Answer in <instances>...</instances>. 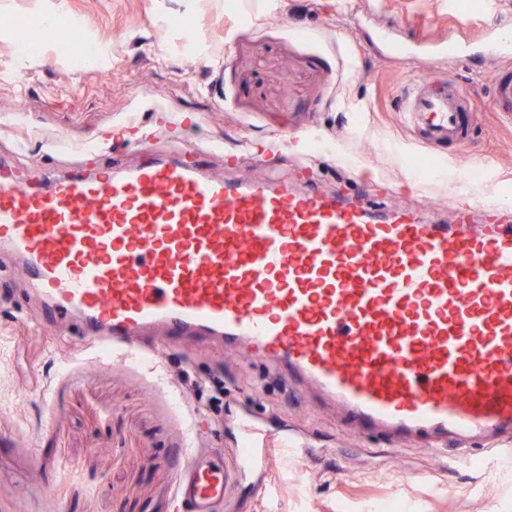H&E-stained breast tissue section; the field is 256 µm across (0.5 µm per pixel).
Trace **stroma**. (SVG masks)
I'll list each match as a JSON object with an SVG mask.
<instances>
[{
    "instance_id": "1",
    "label": "stroma",
    "mask_w": 512,
    "mask_h": 512,
    "mask_svg": "<svg viewBox=\"0 0 512 512\" xmlns=\"http://www.w3.org/2000/svg\"><path fill=\"white\" fill-rule=\"evenodd\" d=\"M358 0H0V17L40 29L48 14L86 34L102 63L67 62L58 39L17 49L0 33V178L39 168L46 187L95 144L115 169L179 158L187 144L224 142L196 161L231 180H259L280 167L289 188L342 191L374 208L408 206L450 224V203L496 190L512 201V118L492 109L490 74L475 52L440 70L468 93L469 137L436 152L399 117L423 61L379 58L365 31H349ZM378 21L415 41L465 43L488 12L512 23V0H376ZM190 24L203 51H180ZM150 94L189 126L139 122L137 149L107 140ZM481 172L477 181L469 172ZM13 257L0 253V512H189L175 495L192 420L198 447L232 465L241 416L271 433L294 432L311 448L274 460L267 490L243 483L212 512H512V457L364 437L314 394L289 392L281 369L222 341L159 334L137 341L130 360L81 347L51 324ZM201 385L198 398L180 371Z\"/></svg>"
}]
</instances>
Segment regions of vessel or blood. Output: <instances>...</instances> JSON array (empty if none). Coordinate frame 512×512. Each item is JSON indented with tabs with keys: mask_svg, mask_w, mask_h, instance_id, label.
<instances>
[{
	"mask_svg": "<svg viewBox=\"0 0 512 512\" xmlns=\"http://www.w3.org/2000/svg\"><path fill=\"white\" fill-rule=\"evenodd\" d=\"M373 38L399 58L466 52L399 27ZM474 49L496 62L492 97L512 115V30L487 21ZM465 106L456 82L422 80L404 99L405 124L431 148L461 142ZM455 214L432 224L177 159L120 173L77 166L43 191L0 179V248L97 347L128 349L150 331L241 345L353 422L435 449L512 439V225L471 231L464 201ZM300 452L244 422L234 465L192 450L177 495L211 512L273 457Z\"/></svg>",
	"mask_w": 512,
	"mask_h": 512,
	"instance_id": "1",
	"label": "vessel or blood"
}]
</instances>
